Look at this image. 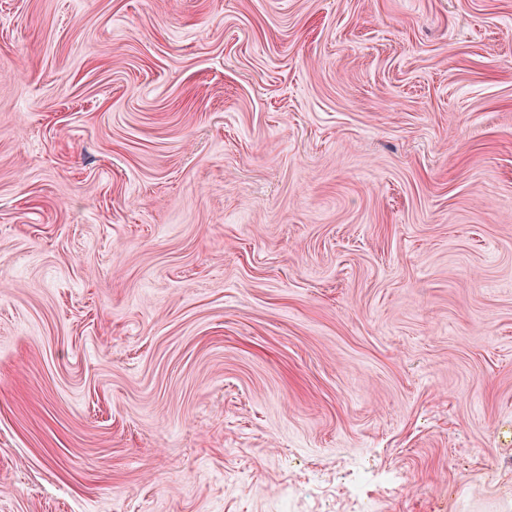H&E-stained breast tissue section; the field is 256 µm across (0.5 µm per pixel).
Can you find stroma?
<instances>
[{
  "label": "stroma",
  "instance_id": "obj_1",
  "mask_svg": "<svg viewBox=\"0 0 512 512\" xmlns=\"http://www.w3.org/2000/svg\"><path fill=\"white\" fill-rule=\"evenodd\" d=\"M0 512H512V0H0Z\"/></svg>",
  "mask_w": 512,
  "mask_h": 512
}]
</instances>
